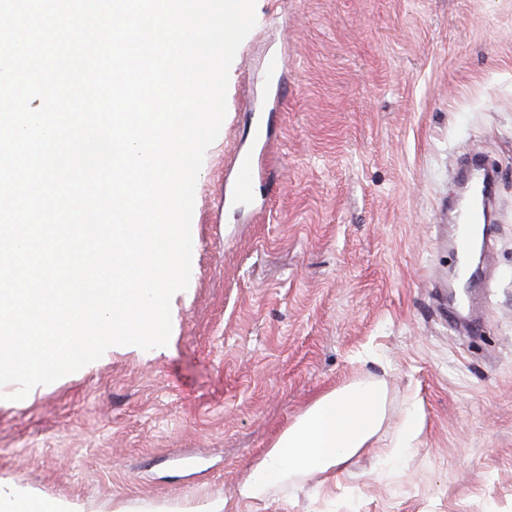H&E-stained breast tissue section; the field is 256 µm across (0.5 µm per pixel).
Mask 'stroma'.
Instances as JSON below:
<instances>
[{
    "instance_id": "stroma-1",
    "label": "stroma",
    "mask_w": 512,
    "mask_h": 512,
    "mask_svg": "<svg viewBox=\"0 0 512 512\" xmlns=\"http://www.w3.org/2000/svg\"><path fill=\"white\" fill-rule=\"evenodd\" d=\"M268 111L271 174L254 206L218 208ZM469 151L502 171L479 336L436 309V213ZM196 188L168 344L110 347L0 401V487L82 512H512V0H256ZM351 385L385 393L367 448L241 497L283 432ZM411 415L420 433L392 453Z\"/></svg>"
}]
</instances>
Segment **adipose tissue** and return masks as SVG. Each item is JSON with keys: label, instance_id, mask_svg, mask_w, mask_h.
Returning a JSON list of instances; mask_svg holds the SVG:
<instances>
[{"label": "adipose tissue", "instance_id": "adipose-tissue-1", "mask_svg": "<svg viewBox=\"0 0 512 512\" xmlns=\"http://www.w3.org/2000/svg\"><path fill=\"white\" fill-rule=\"evenodd\" d=\"M385 396L376 386H351L319 397L254 468L241 494L279 482L289 472L324 474L348 461L378 432Z\"/></svg>", "mask_w": 512, "mask_h": 512}]
</instances>
